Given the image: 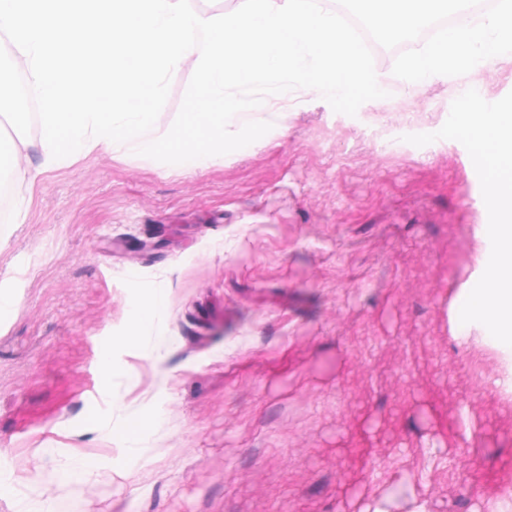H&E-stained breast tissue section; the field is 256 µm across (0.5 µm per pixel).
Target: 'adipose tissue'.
Listing matches in <instances>:
<instances>
[{"mask_svg": "<svg viewBox=\"0 0 512 512\" xmlns=\"http://www.w3.org/2000/svg\"><path fill=\"white\" fill-rule=\"evenodd\" d=\"M450 128L460 131L479 129L473 141L485 162L491 186L490 205L512 210V112H485L478 99L469 100L448 118ZM486 238L498 240L502 248L493 252L485 273L471 289L462 318L480 328L484 335L512 343V225L489 224Z\"/></svg>", "mask_w": 512, "mask_h": 512, "instance_id": "obj_1", "label": "adipose tissue"}]
</instances>
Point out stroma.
Segmentation results:
<instances>
[{"label":"stroma","mask_w":512,"mask_h":512,"mask_svg":"<svg viewBox=\"0 0 512 512\" xmlns=\"http://www.w3.org/2000/svg\"><path fill=\"white\" fill-rule=\"evenodd\" d=\"M356 116L298 91L271 130L183 164L81 153L20 186L0 227V512H497L512 505L505 352L458 318L482 274L491 187L469 96L512 109V63ZM402 123L425 144L390 156ZM140 270L128 281L123 269ZM163 288L167 314L133 300ZM163 336L161 357L136 334ZM119 375L108 378L103 365ZM153 422L139 454L126 414Z\"/></svg>","instance_id":"stroma-1"}]
</instances>
